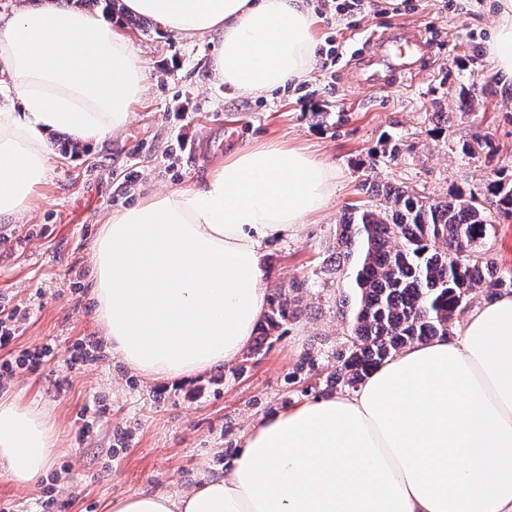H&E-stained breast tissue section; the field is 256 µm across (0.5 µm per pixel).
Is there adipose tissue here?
<instances>
[{
	"label": "adipose tissue",
	"instance_id": "1",
	"mask_svg": "<svg viewBox=\"0 0 512 512\" xmlns=\"http://www.w3.org/2000/svg\"><path fill=\"white\" fill-rule=\"evenodd\" d=\"M179 36L215 34L211 71L259 96L315 67L308 0H123ZM512 80V0H497L486 47ZM0 75L20 104L0 110V221L47 176L46 132L86 144L125 130L147 87L137 50L66 0L0 23ZM336 173L277 142L237 149L199 187L155 191L114 211L92 246L96 318L112 353L152 382L236 361L268 306L261 245L321 211ZM59 430L0 397V473L30 486ZM108 512H512V293L473 308L452 338L407 347L357 388L263 418L223 471L175 492L112 498Z\"/></svg>",
	"mask_w": 512,
	"mask_h": 512
}]
</instances>
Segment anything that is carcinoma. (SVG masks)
<instances>
[{
  "label": "carcinoma",
  "mask_w": 512,
  "mask_h": 512,
  "mask_svg": "<svg viewBox=\"0 0 512 512\" xmlns=\"http://www.w3.org/2000/svg\"><path fill=\"white\" fill-rule=\"evenodd\" d=\"M490 85L473 81L455 95V113L476 111ZM435 138L451 136L447 112L429 114ZM455 152L494 164L483 190L459 187L431 197L404 182L382 183L367 177L359 192L365 201L344 213L336 230L331 274L343 283L340 313L347 322L344 351L336 355L333 372L310 384L317 360L303 358L288 378L296 396L327 395L339 386L355 389L374 368L400 350L450 335L452 320L468 309L478 294L492 300L512 292V275L504 274L487 254L484 241L497 218L512 216V164L499 162L489 135L454 139ZM414 145L402 135H389L380 157L395 162ZM304 283L291 284L293 297L277 289L261 319L258 336L246 360L261 355L280 329L299 321L303 309L296 293Z\"/></svg>",
  "instance_id": "cac0c4a2"
}]
</instances>
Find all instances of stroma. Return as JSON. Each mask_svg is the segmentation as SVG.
Masks as SVG:
<instances>
[{
	"label": "stroma",
	"mask_w": 512,
	"mask_h": 512,
	"mask_svg": "<svg viewBox=\"0 0 512 512\" xmlns=\"http://www.w3.org/2000/svg\"><path fill=\"white\" fill-rule=\"evenodd\" d=\"M317 64L298 89L236 96L209 73L218 37L186 39L144 21L126 29L148 73L149 87L131 106L122 133L96 147L65 154L64 135L48 133L51 169L33 207L0 223V300L23 319L5 353L51 344L55 358L0 380L11 394L52 417L61 451L50 475L19 487L0 477V512H106L112 497L181 488L212 473L228 447L239 446L259 419L288 404V375L303 356L333 366L347 325L338 312L340 290L328 257L344 209L362 199L368 173L403 181L433 195L459 187L479 191L489 170L461 159L426 131L430 112L452 111L460 78L494 83L497 94L473 114L456 119L459 135H489L512 157V85L493 70L485 47L494 0H377L355 23L314 5ZM415 28L432 47L415 77L379 88L360 70L373 50V31ZM417 141L398 164H372L385 134ZM270 140L307 150L336 169V193L325 211L298 230L261 247L267 289L304 282V315L244 373L234 366L171 382L132 374L112 353L97 324L89 284L98 228L112 211L151 191L198 187L228 154ZM99 345L98 358L70 367L80 342ZM56 504L45 510L47 495Z\"/></svg>",
	"instance_id": "stroma-1"
}]
</instances>
